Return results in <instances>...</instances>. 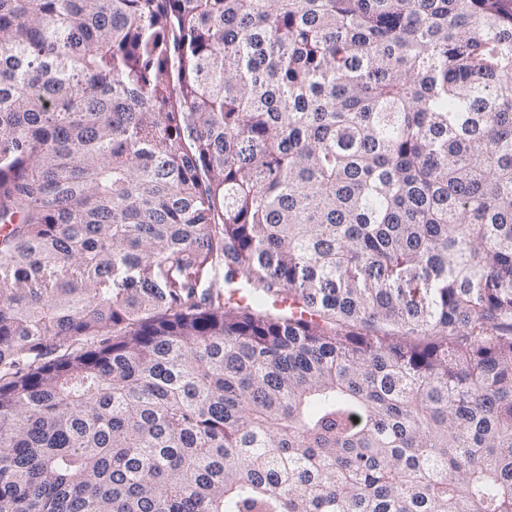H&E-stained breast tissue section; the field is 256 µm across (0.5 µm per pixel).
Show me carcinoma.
Returning a JSON list of instances; mask_svg holds the SVG:
<instances>
[{
  "instance_id": "carcinoma-1",
  "label": "carcinoma",
  "mask_w": 512,
  "mask_h": 512,
  "mask_svg": "<svg viewBox=\"0 0 512 512\" xmlns=\"http://www.w3.org/2000/svg\"><path fill=\"white\" fill-rule=\"evenodd\" d=\"M4 224L0 512H512V0H0ZM195 288L199 292L219 289L224 293V265L216 263L202 272L195 281Z\"/></svg>"
}]
</instances>
